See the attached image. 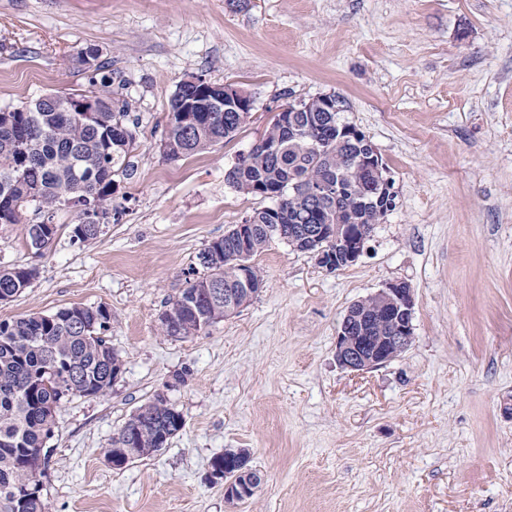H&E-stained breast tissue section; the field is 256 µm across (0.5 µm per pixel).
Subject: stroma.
<instances>
[{"mask_svg":"<svg viewBox=\"0 0 512 512\" xmlns=\"http://www.w3.org/2000/svg\"><path fill=\"white\" fill-rule=\"evenodd\" d=\"M101 52L127 102L135 169L112 220L49 248L0 225V265L35 268L0 321L106 306L121 371L106 394L63 401L40 478L49 512H512V0H0V109L100 92ZM247 92L231 141L168 160L178 83ZM343 98L396 205L359 260L330 271L276 241L236 313L179 339L159 317L213 240L270 199L227 183L284 107ZM413 290L412 344L355 375L336 362L347 308ZM164 394L184 426L113 468L107 451ZM244 449L264 481L228 505L211 463Z\"/></svg>","mask_w":512,"mask_h":512,"instance_id":"1","label":"stroma"}]
</instances>
